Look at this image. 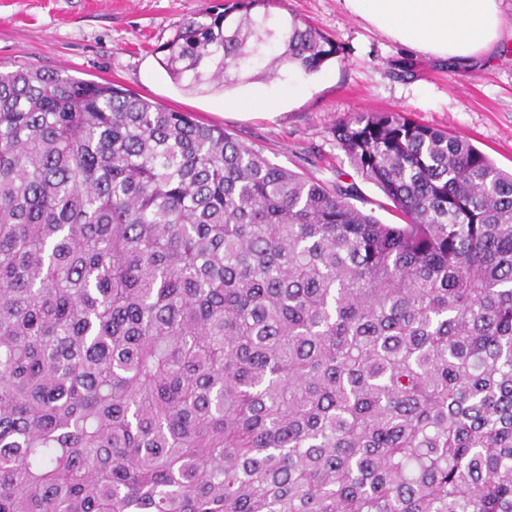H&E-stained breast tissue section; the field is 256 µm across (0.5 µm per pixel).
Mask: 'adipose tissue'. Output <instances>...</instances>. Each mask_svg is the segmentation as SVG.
I'll return each mask as SVG.
<instances>
[{"mask_svg":"<svg viewBox=\"0 0 512 512\" xmlns=\"http://www.w3.org/2000/svg\"><path fill=\"white\" fill-rule=\"evenodd\" d=\"M346 9L400 45L471 65L501 40L499 0H344Z\"/></svg>","mask_w":512,"mask_h":512,"instance_id":"obj_1","label":"adipose tissue"}]
</instances>
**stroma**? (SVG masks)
Instances as JSON below:
<instances>
[{
    "instance_id": "35a3bbf8",
    "label": "stroma",
    "mask_w": 512,
    "mask_h": 512,
    "mask_svg": "<svg viewBox=\"0 0 512 512\" xmlns=\"http://www.w3.org/2000/svg\"><path fill=\"white\" fill-rule=\"evenodd\" d=\"M222 0H0V70L33 66L73 77L110 81L155 103L223 127L271 165L330 184L352 167L334 136L355 112H403L470 142L512 171V34L479 65L458 70L397 44L343 0H284L281 14L309 20L342 49L318 72L280 70L269 84L279 113L226 112L230 93L197 94L174 84L159 46L190 18ZM308 91L293 98L289 86Z\"/></svg>"
}]
</instances>
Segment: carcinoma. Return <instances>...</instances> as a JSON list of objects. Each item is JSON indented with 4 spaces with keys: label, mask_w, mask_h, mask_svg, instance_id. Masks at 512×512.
I'll return each mask as SVG.
<instances>
[{
    "label": "carcinoma",
    "mask_w": 512,
    "mask_h": 512,
    "mask_svg": "<svg viewBox=\"0 0 512 512\" xmlns=\"http://www.w3.org/2000/svg\"><path fill=\"white\" fill-rule=\"evenodd\" d=\"M281 0L160 46L209 93L341 48ZM355 183L112 82L0 72V512H512V173L401 112Z\"/></svg>",
    "instance_id": "carcinoma-1"
}]
</instances>
